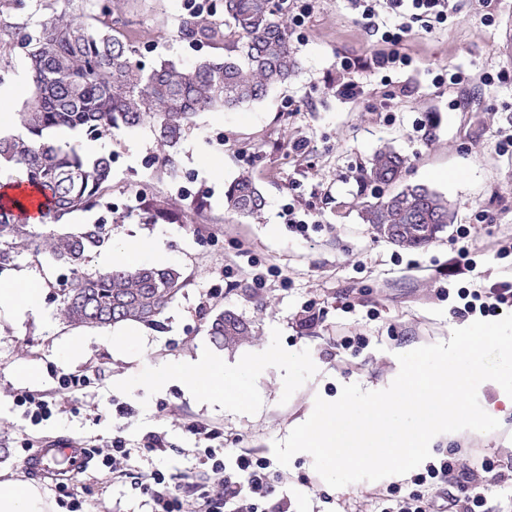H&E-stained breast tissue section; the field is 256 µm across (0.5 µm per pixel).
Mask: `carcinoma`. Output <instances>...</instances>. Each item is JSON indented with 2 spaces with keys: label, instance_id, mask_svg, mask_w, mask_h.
<instances>
[{
  "label": "carcinoma",
  "instance_id": "carcinoma-1",
  "mask_svg": "<svg viewBox=\"0 0 512 512\" xmlns=\"http://www.w3.org/2000/svg\"><path fill=\"white\" fill-rule=\"evenodd\" d=\"M35 21L22 19L27 0H0V73L14 60L27 63L32 92L17 112L24 134L0 135V172L16 173L17 185L40 194L44 221L40 230L26 222L17 199L0 201V268L17 254L47 255L66 267L70 279L60 289L61 320L75 327L104 328L138 323L161 329L166 309L185 286L171 266L140 265L85 272L92 251L112 239V220L125 213L108 205L112 154L92 157L77 140L54 142L53 132L76 131L90 141L143 125L153 128L158 170L175 178L178 148L186 129L203 112L231 109L262 99L298 70L296 47L276 0H207L183 9L175 36L215 53L190 64L159 57L147 65L112 0H35ZM405 161L389 146L377 150L360 170L363 181L377 187L399 183ZM233 213L254 218L265 196L248 173L240 174L225 193ZM155 220L187 218L161 197L144 201ZM100 211L91 224L71 230L75 212ZM448 200L424 185L402 186L361 203L360 218L377 237L402 248L425 249L453 223ZM208 335L219 348L252 335L250 325L232 311L208 322Z\"/></svg>",
  "mask_w": 512,
  "mask_h": 512
}]
</instances>
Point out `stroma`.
<instances>
[{
  "mask_svg": "<svg viewBox=\"0 0 512 512\" xmlns=\"http://www.w3.org/2000/svg\"><path fill=\"white\" fill-rule=\"evenodd\" d=\"M455 5L448 25L412 22L403 45L412 66L384 77L340 67L343 58H367L383 47L353 0H314L295 41V75L259 101L202 113L180 143V178L156 172L150 127L107 139L114 157L112 201L129 213L112 227L114 248L160 239L163 259L145 253L136 264L177 267L186 286L166 311L163 330L140 324L74 328L58 316L62 267L24 253L1 269L0 280H32L41 302L34 314L0 312V470L30 481L22 463L26 441L67 439L102 450L119 435L131 450L122 479L103 480L93 465L38 484L51 492L67 484L83 512H151L141 487L154 473L177 487L203 477L205 444L190 425L220 428L225 447L273 458L274 442L310 417L316 398L336 400L348 384L387 388L397 353L449 340L452 329L473 322V315L455 311L458 291L512 281V156L496 150L512 118V84L481 80L486 72L512 73V56L500 49L501 31L512 23V0ZM117 8L144 61L202 56V49L174 36L183 0H119ZM487 13L493 25L482 23ZM444 68L466 71L471 84L435 86ZM348 79L358 94L338 95L337 84ZM291 101L297 111H289ZM298 140L306 141L305 151L294 150ZM385 145L406 157L404 183L447 197L456 212L428 248L397 247L359 217V204L376 190L357 171ZM245 170L267 200L257 219L224 207L227 185ZM145 195L169 197L182 208L200 197L208 208L198 224H149L140 217ZM290 209L308 221L306 231L289 224ZM481 211L490 222L477 220ZM309 306L319 318L306 330L300 322ZM226 310L252 322L255 341L224 350L213 345L206 322ZM74 340L82 352L70 359L65 351ZM268 344L279 350L281 363L257 377L228 381L229 400L221 406L200 403L177 383L160 391L132 385L148 366L186 363L202 351L235 365L261 356ZM69 373L85 376L86 384L60 388L59 377ZM243 387L249 402L240 409L232 398ZM24 390L56 401L59 413L32 424L14 403ZM152 431L165 433L166 447L141 453L138 445ZM445 457L456 470L476 471L486 512H512L511 411L497 431L440 437L430 460ZM488 458L499 463L496 475L480 470ZM279 472L284 512H376L390 489L414 488L406 474L334 489L308 455H294Z\"/></svg>",
  "mask_w": 512,
  "mask_h": 512,
  "instance_id": "stroma-1",
  "label": "stroma"
}]
</instances>
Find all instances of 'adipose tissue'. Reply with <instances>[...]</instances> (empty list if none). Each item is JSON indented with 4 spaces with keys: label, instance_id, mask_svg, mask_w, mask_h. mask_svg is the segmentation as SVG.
Returning a JSON list of instances; mask_svg holds the SVG:
<instances>
[{
    "label": "adipose tissue",
    "instance_id": "obj_1",
    "mask_svg": "<svg viewBox=\"0 0 512 512\" xmlns=\"http://www.w3.org/2000/svg\"><path fill=\"white\" fill-rule=\"evenodd\" d=\"M230 369L209 355L184 367H146L136 380L144 389H160L177 381L187 392L209 403L224 400ZM53 504L36 485L8 478L0 480V512H52Z\"/></svg>",
    "mask_w": 512,
    "mask_h": 512
}]
</instances>
